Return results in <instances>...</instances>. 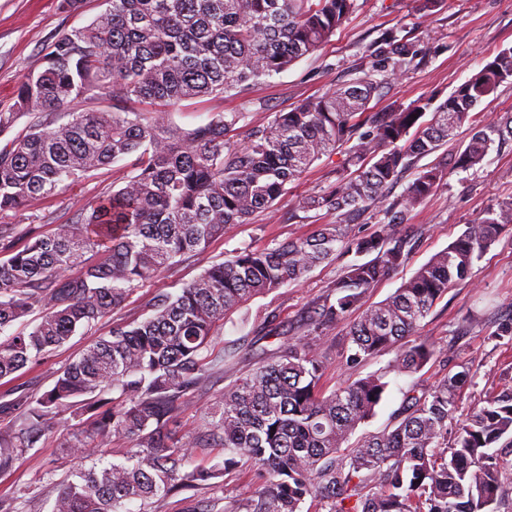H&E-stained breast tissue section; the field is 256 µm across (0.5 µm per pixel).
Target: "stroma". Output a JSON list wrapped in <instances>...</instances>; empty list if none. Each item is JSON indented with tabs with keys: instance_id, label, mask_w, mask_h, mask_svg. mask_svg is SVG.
<instances>
[{
	"instance_id": "35a3bbf8",
	"label": "stroma",
	"mask_w": 512,
	"mask_h": 512,
	"mask_svg": "<svg viewBox=\"0 0 512 512\" xmlns=\"http://www.w3.org/2000/svg\"><path fill=\"white\" fill-rule=\"evenodd\" d=\"M358 8L326 45L308 55L287 71L253 84L245 94L224 98L205 97L182 102L171 117L190 126L205 122L213 112L248 111L253 124L269 121L273 114L286 111L303 99L320 96L330 88L371 74L375 61L367 57V45L379 42L393 32L415 45V62L380 89L369 104L370 111L384 112L395 102L410 104L430 95L446 98L468 77L479 71L497 52L512 46V0H454L452 5L420 13L415 0H357ZM107 7L105 0H85L82 10L65 12L60 0H0V109L14 102V92L25 78L42 67L43 50L59 32L90 24ZM345 150L323 156L292 184L288 195L273 208L254 213L247 223L211 243L205 257L183 260L151 286L133 294L112 317L99 322L89 334L73 336L52 356L25 369L16 380L0 382V401L20 396L34 398L49 390L58 371L75 360L96 338L108 335L113 324L141 317L144 306L157 293L177 294L182 284L196 278L206 262L221 261L243 246L263 248L310 235L317 224L335 223L332 214L316 218H291L292 199L327 189L335 180L334 171L345 158ZM131 171L129 160L117 161L81 182L62 184L55 196L33 200L20 214L0 215V224L18 228L39 223L51 214L54 223L71 222L79 205L99 193L121 187ZM512 198V147L490 152L483 167L449 170L438 190L407 216L417 236L407 264L385 277L372 289L369 302L377 303L393 294L401 283L433 254L445 249L488 207ZM350 253L312 271L302 281L251 299L224 322L214 340L215 350L228 345L244 348L259 344L275 349L277 340L255 341L254 329L261 317L278 315L292 334L306 335L305 317L309 307L322 299L331 282L344 266L353 262ZM512 315V228L475 261L469 278L449 288L433 311L422 321L417 336L446 349L447 365H434L415 374L389 371L393 356L381 353L357 368H348L342 358L346 336L329 333L314 341L313 349L324 362L325 392L339 384L370 375L384 374L388 391L374 418L364 424L369 433L389 427L399 409L403 393L411 385L431 386L458 365L471 367L473 378L460 398L456 422H464L503 384L512 382V342L493 339L500 320ZM252 359L240 361L237 370L212 371L202 390L188 393L177 431L195 435L203 430L212 405L235 377L247 370ZM82 424L71 414L59 417L54 429L37 448L20 456L13 469L0 474V495L16 497L23 512H50L57 486L74 470L79 459L65 447L80 433ZM256 486L251 476L235 473L218 478L216 484L170 498L166 512H224L231 502L249 497Z\"/></svg>"
}]
</instances>
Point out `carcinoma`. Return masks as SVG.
I'll return each mask as SVG.
<instances>
[{
  "label": "carcinoma",
  "instance_id": "cac0c4a2",
  "mask_svg": "<svg viewBox=\"0 0 512 512\" xmlns=\"http://www.w3.org/2000/svg\"><path fill=\"white\" fill-rule=\"evenodd\" d=\"M106 2L89 25L47 44L41 69L0 110V133L30 117L0 145V213L21 212L65 182L134 157L124 184L81 205L71 223L46 235L32 225L20 247L15 225L0 224V333L22 325L0 342V380L77 331H90L182 258L205 254L212 241L273 206L322 156L356 144L336 181L296 200L292 210L294 217L332 213L336 223L298 241L239 248L179 294H156L144 318L114 327L27 402L13 428L0 431V473L37 447L69 409L85 417L83 433L68 445L74 457L87 458L114 437L131 448L123 462L98 459L79 469L61 485L51 512H129L134 499L144 504L142 512H164L170 497L242 467L254 472L258 487L229 512H301L308 498L317 512H512V384L455 425L471 378L463 365L430 388L411 386L389 428L350 446L389 383L373 374L322 395L323 362L306 336H287L274 314L263 317L258 335L286 341L224 388L209 430L180 439L174 430L185 395L202 388L215 367L242 358L239 347L210 350L227 313L304 278L340 247L357 260L309 311L310 334L345 329L348 367L390 351L401 373L448 362L434 345L407 338L512 225V199L488 208L392 295L368 305L370 289L409 259L415 239L405 216L436 192L448 163L418 171L396 203L386 204L384 190L465 125L469 137L454 155L462 170L482 166L492 148L512 139L511 114L480 124L472 115L499 85L512 83V47L438 104L419 98L363 120L382 82L357 78L275 113L252 127L241 146L226 136L247 123L248 112H213L182 127L165 111L131 112L125 104L175 107L242 94L329 42L357 0ZM370 55L375 71L388 78L417 50L391 32ZM427 112L431 119L419 122ZM352 166L359 167L354 176L347 174ZM368 210L384 221L381 231L361 235L356 219ZM356 309L359 318L347 322ZM110 392L118 396L106 397ZM214 448L224 449V460L198 465Z\"/></svg>",
  "mask_w": 512,
  "mask_h": 512
}]
</instances>
